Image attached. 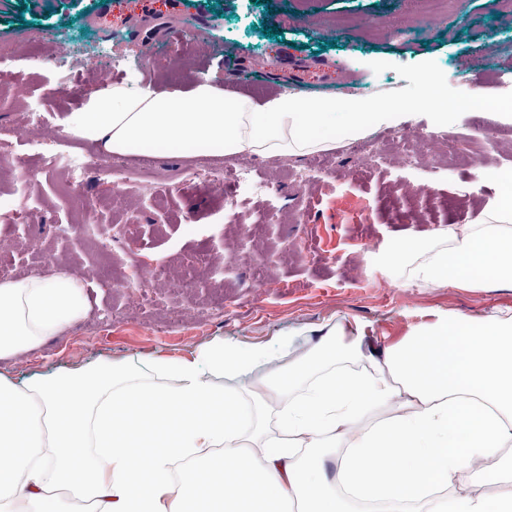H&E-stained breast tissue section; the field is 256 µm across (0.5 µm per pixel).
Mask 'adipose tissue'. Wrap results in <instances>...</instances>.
<instances>
[{"mask_svg": "<svg viewBox=\"0 0 512 512\" xmlns=\"http://www.w3.org/2000/svg\"><path fill=\"white\" fill-rule=\"evenodd\" d=\"M333 100L284 91L262 102L210 82L155 90L117 81L63 120L112 154L214 146L225 154L313 152L330 144ZM422 252L417 280L512 285V235L500 224L448 232L447 245L405 240L391 264ZM88 308L82 281L57 273L0 281V358L58 335ZM328 355L260 345L191 351L166 387L125 364L22 382L0 376V512H512L469 492L463 473L512 472V316L436 314L381 353L338 329ZM373 365L363 374L342 360ZM253 368L246 397L213 375ZM311 377L304 391L295 383ZM276 435H269L268 423Z\"/></svg>", "mask_w": 512, "mask_h": 512, "instance_id": "adipose-tissue-1", "label": "adipose tissue"}]
</instances>
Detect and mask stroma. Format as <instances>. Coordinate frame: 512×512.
Listing matches in <instances>:
<instances>
[{
	"instance_id": "obj_1",
	"label": "stroma",
	"mask_w": 512,
	"mask_h": 512,
	"mask_svg": "<svg viewBox=\"0 0 512 512\" xmlns=\"http://www.w3.org/2000/svg\"><path fill=\"white\" fill-rule=\"evenodd\" d=\"M166 25L195 20L198 43H182L180 69L164 57L131 60L138 39L102 27L101 0H0V271L9 278L66 272L81 278L84 319L40 345L0 359L13 380L102 363L159 357L150 382L173 386L178 360L220 342L314 348L341 325L376 350L409 336L434 314H512V287L481 279L426 285L384 262L406 238L444 240L449 228L489 224L503 194L496 173L512 170V140L485 144L480 126H507L512 113V0H180ZM375 16L380 26L364 27ZM277 27L276 37L262 33ZM50 34L71 53L55 61L37 38ZM333 66L328 93L337 111L352 101L396 99L424 111L394 127L361 133L379 156L344 140L315 153L252 155L247 178L203 185L186 177L198 150L159 147L112 156V175L75 200L46 156L55 141L42 125L61 124L84 102L93 57L122 79L157 90L186 89L199 70L225 91L255 101L284 89L275 62ZM271 62L250 77L253 59ZM480 87L482 101L467 92ZM446 100L447 128L432 125L434 98ZM24 167H16L15 158ZM456 207L424 216L408 199L419 186ZM260 224L243 238L240 225ZM167 265L172 275L129 288L133 262Z\"/></svg>"
}]
</instances>
